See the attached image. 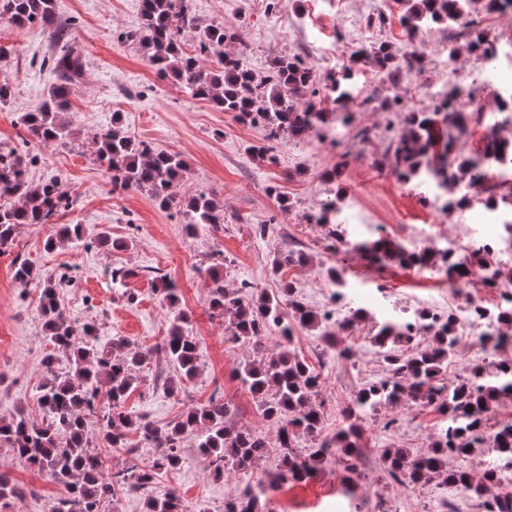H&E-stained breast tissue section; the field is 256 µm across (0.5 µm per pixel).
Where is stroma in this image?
Returning <instances> with one entry per match:
<instances>
[{"label":"stroma","instance_id":"35a3bbf8","mask_svg":"<svg viewBox=\"0 0 512 512\" xmlns=\"http://www.w3.org/2000/svg\"><path fill=\"white\" fill-rule=\"evenodd\" d=\"M268 2L194 0L201 24L235 29L236 41L225 44L224 50L245 52L255 71H266L275 58L300 55L317 76L324 111L336 110L332 85L353 51L382 42L399 55L408 50L402 23L406 0H377L373 10L367 8V0H284L273 10ZM57 9L67 39L84 59V75L70 97L71 139L52 147L27 139L25 116L55 82L40 67L43 56L54 50V37L40 25L17 27L2 18L0 85L9 87L10 100L0 105V152L30 153L34 162L28 169L29 183L60 184L75 201L63 221L81 225L83 232L81 240L62 241L50 249L46 240L54 236L55 227L23 225L11 252L0 255V418L20 410L33 420L42 416V359L50 344L39 312V281L60 270H69L74 278L56 291L75 330L92 323L100 342L120 337L129 350L149 354L138 372L140 384L126 400L128 410L164 426L218 391L235 405L234 424L262 433L272 443L274 428L234 377L252 351L248 345L228 342L227 322L209 308V268L221 270L229 289L246 281L255 289L274 292L282 281L292 282L299 299L319 311L325 301L326 270L336 265L349 283L348 310L376 304L393 312L436 310L448 305V281L436 267H371L352 253L332 256L328 225L309 223V215L331 202L349 237L381 236L417 251L436 246L444 234H503L501 225L478 223L471 210L435 212L425 203L426 186L403 191L383 163L388 133L403 129L406 102L416 99L424 83H447L439 49L449 37L448 29L421 25L428 61L416 76L392 79L375 75L371 62L360 65L351 81L355 102L350 120L336 127L335 151L285 136L266 158L256 153L265 142L263 127L242 123L234 113L192 98L177 82L159 77L142 47L130 38L142 26L141 0H57ZM397 96L402 105L387 110L359 106L367 97L381 102ZM117 112L133 139L180 154L186 161L185 176L175 190L179 207L160 209L143 189L112 191L95 151L97 139L111 127ZM362 126L373 130L369 142L355 138ZM201 193L222 205L224 222L199 225L190 236L184 204ZM282 195L289 204L285 211L278 202ZM260 224L270 227L262 237L255 233ZM289 250L306 253L308 262L274 270L275 260ZM16 255L33 266L36 280L23 284L15 279L11 259ZM116 268L128 270L123 282H113ZM162 277L177 285L175 303L162 301L157 291ZM180 313L186 315L185 330L199 347L198 371L172 395L167 387L178 375L157 346ZM374 334L371 320L354 325L343 338L353 351L352 360L346 361L326 348L320 329L294 326L290 350L323 378L318 397L323 435H333L343 426V410L360 388L385 376L386 366L372 343ZM391 418L398 421L392 430L385 426ZM440 423L436 411L407 398L378 407L362 422L366 454L372 460L368 468L350 476L336 462L325 463L305 480L281 483L264 512H342L347 485L355 490V512H439L444 502L459 505L463 512H484L482 501L448 486L443 477L407 490L385 471L382 449L403 448L410 455H422ZM182 446L180 469L160 476L155 488L177 491L192 512L202 504L209 512H224L238 485L279 465L274 450L256 471H235L216 479L207 460L197 454L194 438L184 439ZM0 473L24 491L22 497L10 499L6 512H47L64 494L46 473L1 448Z\"/></svg>","mask_w":512,"mask_h":512}]
</instances>
